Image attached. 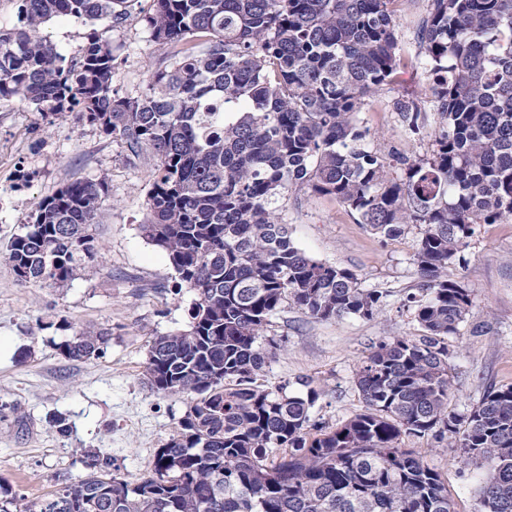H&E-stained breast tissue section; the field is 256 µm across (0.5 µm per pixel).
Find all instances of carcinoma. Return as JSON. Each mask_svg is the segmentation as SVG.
Returning a JSON list of instances; mask_svg holds the SVG:
<instances>
[{
  "instance_id": "obj_1",
  "label": "carcinoma",
  "mask_w": 512,
  "mask_h": 512,
  "mask_svg": "<svg viewBox=\"0 0 512 512\" xmlns=\"http://www.w3.org/2000/svg\"><path fill=\"white\" fill-rule=\"evenodd\" d=\"M128 0H22V24L0 30V98L73 115L156 161L144 238L163 249L178 287L197 294L188 329L152 338L150 387L187 396L179 432L135 482L84 452L87 473L36 502L0 512H455L440 474L405 436L486 462L481 512H512V386L487 392L466 416L448 411V337L472 302L448 279L466 262L477 224L512 220V0H427L416 64L438 128L425 156L370 148L357 122L365 98L401 62L400 0H152L143 18L168 64L135 98L112 89L116 57L97 31L83 55L61 56L43 34L54 18L132 19ZM409 136L428 111L392 100ZM331 195L381 241L418 229L419 282L404 306L417 336L372 347L357 372L364 411L337 427L314 421L320 391L257 385L269 318L289 301L321 320L373 318L382 293L348 269L296 247L277 203L292 188ZM104 180L42 198L6 246L19 282L67 286L94 256L88 228ZM94 328L61 342L80 361L104 353Z\"/></svg>"
}]
</instances>
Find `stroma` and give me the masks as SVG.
<instances>
[{"instance_id": "1", "label": "stroma", "mask_w": 512, "mask_h": 512, "mask_svg": "<svg viewBox=\"0 0 512 512\" xmlns=\"http://www.w3.org/2000/svg\"><path fill=\"white\" fill-rule=\"evenodd\" d=\"M150 0H131V21L55 18L44 32L66 60L79 59L91 31L103 32L116 56L113 87L137 97L167 55L140 17ZM427 0H402L398 38L401 64L392 90L366 99L357 121L371 148L425 155L429 142L408 135L393 94L428 99V80L414 59V26ZM102 179L106 191L89 232L95 255L67 287L19 282L0 255V484L37 501L62 481L86 474L83 452L112 459V472L128 480L147 474L156 448L178 430L191 404L151 389L143 373L153 336L182 331L197 295L178 288L165 252L139 230L147 216L154 166L133 156L123 140L73 117L52 116L12 99H0V251L23 230L34 205L60 187ZM278 211L296 246L320 261L350 270L360 287L380 291L373 319L328 321L283 303L266 327L277 345L257 378L267 388L300 392L303 382L321 391L311 417L330 427L363 408L356 386L361 360L372 345L413 336L420 327L403 308L419 278L412 263L418 234L381 243L336 198L292 189ZM448 277L467 288L472 308L448 340L454 394L449 411L469 413L493 389L512 385V222L477 225L464 264ZM88 328L108 330L103 356L63 357L58 346ZM448 485L455 512H479V489L489 465H463L459 451L432 438L404 437Z\"/></svg>"}]
</instances>
